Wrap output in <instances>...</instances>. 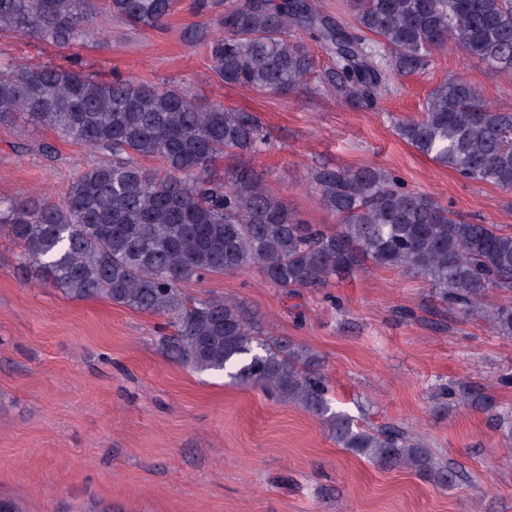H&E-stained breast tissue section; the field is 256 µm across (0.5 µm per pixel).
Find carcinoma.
I'll use <instances>...</instances> for the list:
<instances>
[{"label":"carcinoma","instance_id":"obj_1","mask_svg":"<svg viewBox=\"0 0 512 512\" xmlns=\"http://www.w3.org/2000/svg\"><path fill=\"white\" fill-rule=\"evenodd\" d=\"M106 13L142 30L162 28L177 0H102ZM345 28L311 0H194L210 22L188 41L230 86L295 93L309 75L337 95L374 105L390 81L426 68L453 45L512 73V0H356ZM90 0H0V32L78 46L96 23ZM330 51L318 69L301 32ZM44 125L106 160L83 170L58 202L0 201V223L50 285L73 299L106 298L167 316L161 340L198 372L224 371L297 404L336 444L384 469L411 468L440 488L465 473L398 428L370 431L332 407L309 350L263 337L241 303L187 301L181 285L246 266L290 294L345 276L370 261L424 278L441 303L475 314L512 339V228L472 224L375 167H316L311 185L336 218L331 230L283 204L249 166L218 172L226 156H257L267 135L255 114L203 105L171 85L74 69L0 61V123ZM399 135L460 176L512 191V109L488 105L462 78L444 80ZM157 167L147 169L145 161ZM483 410L512 444V406L478 386L444 390Z\"/></svg>","mask_w":512,"mask_h":512}]
</instances>
